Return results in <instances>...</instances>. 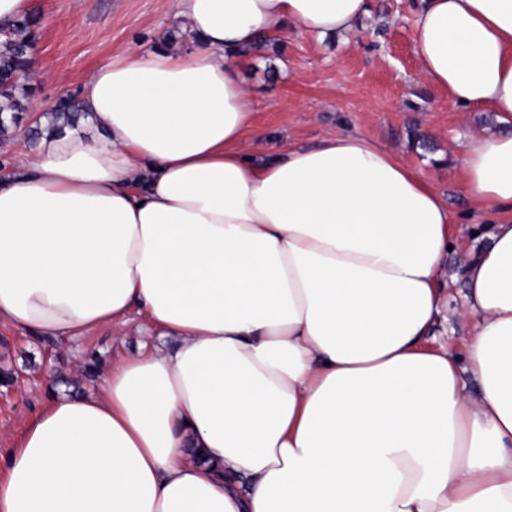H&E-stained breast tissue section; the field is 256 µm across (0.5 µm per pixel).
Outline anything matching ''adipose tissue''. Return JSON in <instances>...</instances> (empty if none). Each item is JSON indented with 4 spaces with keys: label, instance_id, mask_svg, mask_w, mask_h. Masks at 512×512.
<instances>
[{
    "label": "adipose tissue",
    "instance_id": "obj_1",
    "mask_svg": "<svg viewBox=\"0 0 512 512\" xmlns=\"http://www.w3.org/2000/svg\"><path fill=\"white\" fill-rule=\"evenodd\" d=\"M191 42L128 46L0 177V323L173 347L56 390L0 455V512H512V0H420L419 72L497 126L461 159L486 247L372 139L247 152L239 57L349 39L367 0H175ZM464 356L429 347L449 316ZM478 384L461 385V372Z\"/></svg>",
    "mask_w": 512,
    "mask_h": 512
}]
</instances>
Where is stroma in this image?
I'll list each match as a JSON object with an SVG mask.
<instances>
[{
	"label": "stroma",
	"mask_w": 512,
	"mask_h": 512,
	"mask_svg": "<svg viewBox=\"0 0 512 512\" xmlns=\"http://www.w3.org/2000/svg\"><path fill=\"white\" fill-rule=\"evenodd\" d=\"M415 2L368 0L369 14L348 44L320 43L288 28L275 35L284 53L255 51L241 59L256 126L244 147L253 149L260 137L313 146L338 132L370 136L445 194L459 249H476L485 238L463 189L460 144L493 127L495 116L459 111L420 75L412 41ZM31 15L38 39L23 86L41 112L0 134L1 160L31 149L29 126L49 117L60 96L79 91L113 52L133 43L147 49L159 35L184 32L172 0H32ZM146 340L133 323L74 342L43 341L0 324V371L11 376L0 383V453L43 408V387L96 390L98 377L82 373L85 356L96 354L105 366L138 353Z\"/></svg>",
	"instance_id": "1"
}]
</instances>
